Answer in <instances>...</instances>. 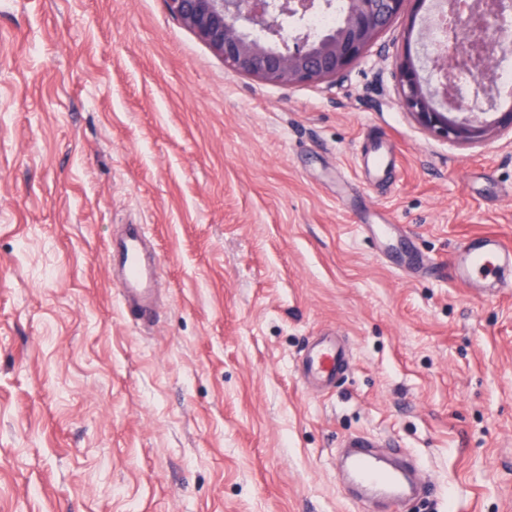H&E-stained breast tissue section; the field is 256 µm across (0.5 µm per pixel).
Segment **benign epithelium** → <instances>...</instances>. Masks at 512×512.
<instances>
[{
	"instance_id": "benign-epithelium-1",
	"label": "benign epithelium",
	"mask_w": 512,
	"mask_h": 512,
	"mask_svg": "<svg viewBox=\"0 0 512 512\" xmlns=\"http://www.w3.org/2000/svg\"><path fill=\"white\" fill-rule=\"evenodd\" d=\"M413 3L410 28L427 0H348L342 27L312 37H283L332 0H166L170 13L233 72L284 87L311 85L344 72L378 34ZM445 33L436 49L406 48L397 65L406 109L429 133L463 144L483 141L496 128L512 129V108L493 120L498 88L490 70L512 56V0H440Z\"/></svg>"
}]
</instances>
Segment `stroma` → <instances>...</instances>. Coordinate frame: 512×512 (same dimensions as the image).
Wrapping results in <instances>:
<instances>
[{
    "label": "stroma",
    "mask_w": 512,
    "mask_h": 512,
    "mask_svg": "<svg viewBox=\"0 0 512 512\" xmlns=\"http://www.w3.org/2000/svg\"><path fill=\"white\" fill-rule=\"evenodd\" d=\"M407 23L288 89L165 0H0V512H362L335 466L359 432L423 459L434 497L405 512H512V289L451 269L471 235L512 246V130L412 119ZM123 224L156 241L148 327L107 267ZM331 327L351 363L322 396L295 362ZM368 236L383 258L391 259L396 268L422 270L432 265L431 261L409 246L405 232L392 224H369Z\"/></svg>",
    "instance_id": "stroma-1"
}]
</instances>
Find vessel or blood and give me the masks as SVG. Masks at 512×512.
<instances>
[{"label": "vessel or blood", "instance_id": "obj_1", "mask_svg": "<svg viewBox=\"0 0 512 512\" xmlns=\"http://www.w3.org/2000/svg\"><path fill=\"white\" fill-rule=\"evenodd\" d=\"M368 234L379 254L391 259L395 267L414 270L429 267V260L406 243L405 233L398 227L372 224ZM107 259L120 277L122 302L131 319L141 325L153 323L157 258L146 225H123L118 238L108 247ZM509 271L512 272V248L491 233L460 246L455 257L454 275L460 281L480 275L500 288L506 286L505 274ZM349 364L346 341L336 332L328 331L307 342L298 358L297 371L306 386L328 393L335 390ZM377 445L375 437L368 434L346 437L340 468L347 480L360 490L362 500L381 497L390 502L395 512H400L414 495L413 468L391 463L377 453Z\"/></svg>", "mask_w": 512, "mask_h": 512}]
</instances>
